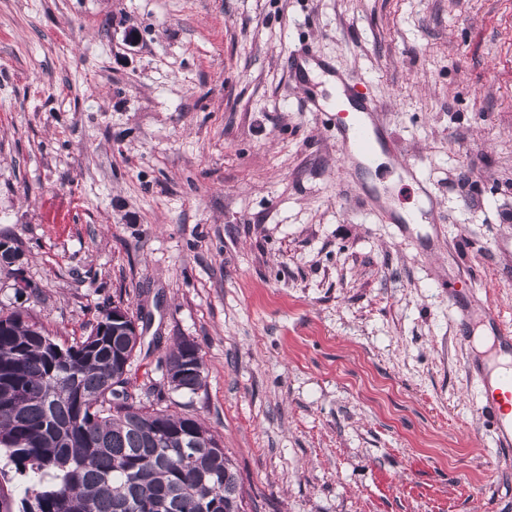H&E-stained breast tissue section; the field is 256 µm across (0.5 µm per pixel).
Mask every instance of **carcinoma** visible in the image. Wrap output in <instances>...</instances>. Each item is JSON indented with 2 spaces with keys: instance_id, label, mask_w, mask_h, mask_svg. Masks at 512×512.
<instances>
[{
  "instance_id": "carcinoma-1",
  "label": "carcinoma",
  "mask_w": 512,
  "mask_h": 512,
  "mask_svg": "<svg viewBox=\"0 0 512 512\" xmlns=\"http://www.w3.org/2000/svg\"><path fill=\"white\" fill-rule=\"evenodd\" d=\"M111 314L101 309L68 344L0 309V512H244L221 440L198 416L148 406L133 388L141 337ZM160 364L174 391L204 385L193 341Z\"/></svg>"
}]
</instances>
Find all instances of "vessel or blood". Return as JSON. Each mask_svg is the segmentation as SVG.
<instances>
[{
	"mask_svg": "<svg viewBox=\"0 0 512 512\" xmlns=\"http://www.w3.org/2000/svg\"><path fill=\"white\" fill-rule=\"evenodd\" d=\"M336 81V102L328 104L321 97H313V111L326 112L337 108L334 119L336 144L341 153L361 166L372 165L384 149L386 132L376 107L349 84L342 73L333 74ZM479 413L492 432L499 453L512 451V368L501 379L483 377L480 384Z\"/></svg>",
	"mask_w": 512,
	"mask_h": 512,
	"instance_id": "vessel-or-blood-1",
	"label": "vessel or blood"
}]
</instances>
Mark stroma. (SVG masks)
Instances as JSON below:
<instances>
[{
  "label": "stroma",
  "mask_w": 512,
  "mask_h": 512,
  "mask_svg": "<svg viewBox=\"0 0 512 512\" xmlns=\"http://www.w3.org/2000/svg\"><path fill=\"white\" fill-rule=\"evenodd\" d=\"M292 53L375 102L378 167L344 164ZM398 159L422 223L366 204L415 208ZM3 238L0 308L64 342L123 304L134 384L197 344L204 386L164 402L246 512H512L458 331L487 304L512 328V0H0Z\"/></svg>",
  "instance_id": "35a3bbf8"
}]
</instances>
